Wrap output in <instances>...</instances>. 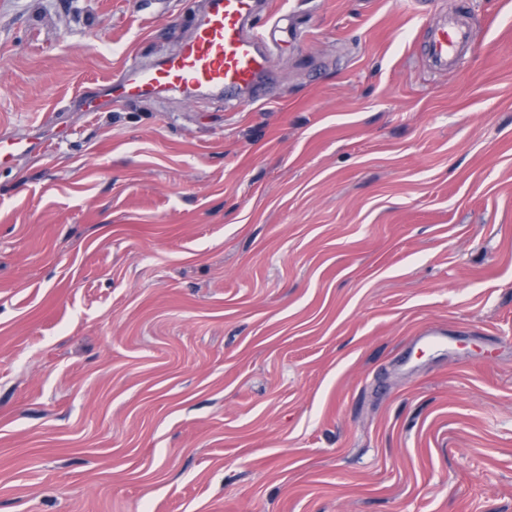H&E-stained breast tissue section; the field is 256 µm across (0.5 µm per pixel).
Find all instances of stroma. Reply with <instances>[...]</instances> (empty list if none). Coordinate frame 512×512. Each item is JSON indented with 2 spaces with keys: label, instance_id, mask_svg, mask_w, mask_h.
Listing matches in <instances>:
<instances>
[{
  "label": "stroma",
  "instance_id": "1",
  "mask_svg": "<svg viewBox=\"0 0 512 512\" xmlns=\"http://www.w3.org/2000/svg\"><path fill=\"white\" fill-rule=\"evenodd\" d=\"M271 2V106L88 114L203 0H0V512H512V0ZM473 41V28L461 22H437L424 30L426 55L444 72L457 66ZM32 151L29 139L15 135H0V163H8L18 155Z\"/></svg>",
  "mask_w": 512,
  "mask_h": 512
}]
</instances>
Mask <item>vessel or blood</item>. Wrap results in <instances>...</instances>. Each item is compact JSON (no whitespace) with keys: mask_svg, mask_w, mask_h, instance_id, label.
<instances>
[{"mask_svg":"<svg viewBox=\"0 0 512 512\" xmlns=\"http://www.w3.org/2000/svg\"><path fill=\"white\" fill-rule=\"evenodd\" d=\"M260 0H205L191 36L154 67L130 66L109 86L113 104L147 98L162 91L249 94L262 102L259 87L270 75L273 44L252 24ZM474 41V31L460 22H438L424 30L426 55L440 70L455 68ZM29 139L0 135V163L31 152Z\"/></svg>","mask_w":512,"mask_h":512,"instance_id":"b4317fda","label":"vessel or blood"}]
</instances>
